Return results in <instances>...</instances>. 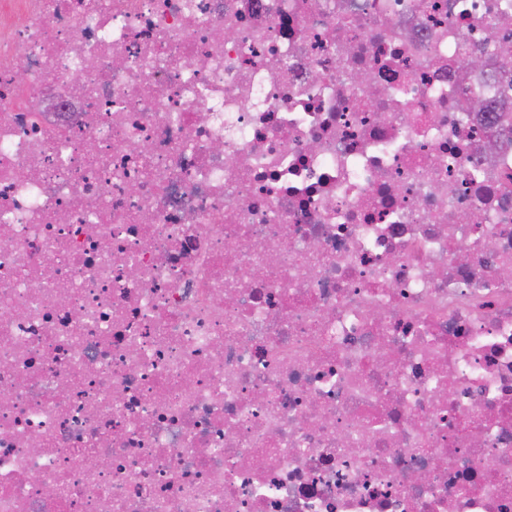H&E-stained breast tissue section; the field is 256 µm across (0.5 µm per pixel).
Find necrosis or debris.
Wrapping results in <instances>:
<instances>
[{
	"label": "necrosis or debris",
	"mask_w": 512,
	"mask_h": 512,
	"mask_svg": "<svg viewBox=\"0 0 512 512\" xmlns=\"http://www.w3.org/2000/svg\"><path fill=\"white\" fill-rule=\"evenodd\" d=\"M503 99L512 0H0V512H512Z\"/></svg>",
	"instance_id": "4bbe7bcc"
}]
</instances>
